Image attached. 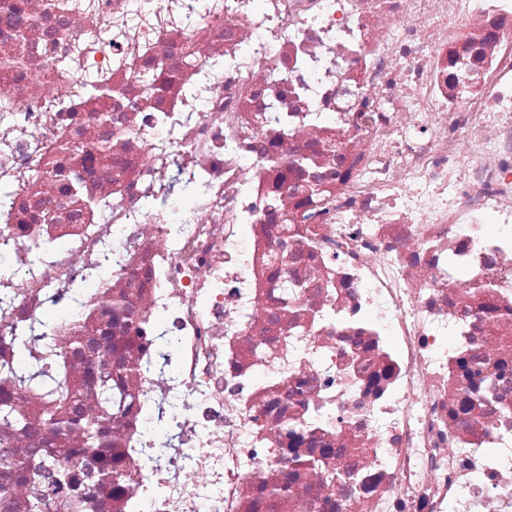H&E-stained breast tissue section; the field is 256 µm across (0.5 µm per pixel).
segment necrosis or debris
<instances>
[{
    "mask_svg": "<svg viewBox=\"0 0 512 512\" xmlns=\"http://www.w3.org/2000/svg\"><path fill=\"white\" fill-rule=\"evenodd\" d=\"M66 2L0 0V363L78 298L128 399L57 487L1 378L0 512H512V0Z\"/></svg>",
    "mask_w": 512,
    "mask_h": 512,
    "instance_id": "obj_1",
    "label": "necrosis or debris"
}]
</instances>
